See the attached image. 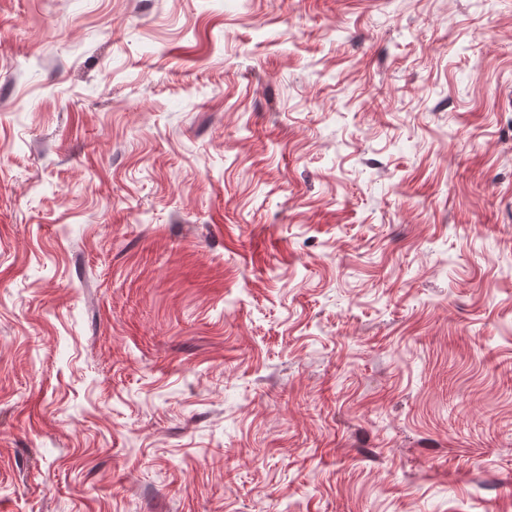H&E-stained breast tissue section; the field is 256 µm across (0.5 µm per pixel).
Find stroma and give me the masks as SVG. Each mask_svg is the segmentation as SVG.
Here are the masks:
<instances>
[{"instance_id": "obj_1", "label": "stroma", "mask_w": 512, "mask_h": 512, "mask_svg": "<svg viewBox=\"0 0 512 512\" xmlns=\"http://www.w3.org/2000/svg\"><path fill=\"white\" fill-rule=\"evenodd\" d=\"M0 512H512V0H0Z\"/></svg>"}]
</instances>
